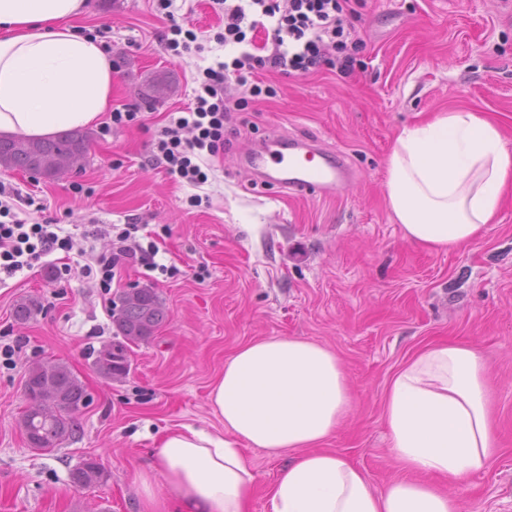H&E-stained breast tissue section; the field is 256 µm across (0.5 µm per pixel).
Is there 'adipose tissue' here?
Here are the masks:
<instances>
[{"instance_id": "1", "label": "adipose tissue", "mask_w": 512, "mask_h": 512, "mask_svg": "<svg viewBox=\"0 0 512 512\" xmlns=\"http://www.w3.org/2000/svg\"><path fill=\"white\" fill-rule=\"evenodd\" d=\"M86 0H0V133L44 138L100 123L112 103V60L71 26ZM512 183V147L469 110L402 129L388 158L389 208L409 240L454 250L494 223ZM488 366L475 347L432 344L391 379L383 417L411 479L374 489L362 469L321 449L349 407L335 353L310 340L248 343L224 363L209 402L224 425L166 429L136 472L140 512H249L256 477L242 449L293 451L269 489L270 512H460L430 475L459 483L497 452Z\"/></svg>"}]
</instances>
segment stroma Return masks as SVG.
Listing matches in <instances>:
<instances>
[{"instance_id":"obj_1","label":"stroma","mask_w":512,"mask_h":512,"mask_svg":"<svg viewBox=\"0 0 512 512\" xmlns=\"http://www.w3.org/2000/svg\"><path fill=\"white\" fill-rule=\"evenodd\" d=\"M174 21L195 30L200 50H164L170 20L153 0H87L75 23L108 28L112 107H138L140 125L116 127L104 115L84 167L55 179L0 168V183L19 193L18 219L102 230L85 256L71 257L67 280L39 267L0 278V512H139L133 475L157 434L181 424L220 430L209 392L225 360L244 344L286 336L336 353L351 400L324 446L378 489L404 476L383 419L391 377L429 344L475 346L488 364L499 451L469 480L439 486L461 512H512V185L496 223L452 251L407 239L385 188L395 137L437 113H482L512 143V0H366L354 25L367 71L264 73L277 96L235 113L230 147L205 158L208 180L198 187L151 166L152 143L169 113L190 103L198 71L231 50L214 38L221 20L211 0H176ZM272 132L344 153L353 179L327 199L257 184L243 159ZM194 194L200 206H190ZM116 224L171 226L157 260L178 275L153 279L123 266L108 291L82 277L86 259L108 254ZM143 287L155 289L168 319L133 346L126 378L104 379L93 353L115 339L112 300ZM25 299L40 310L20 323L15 308ZM40 359L64 360L92 398L79 434L50 453L31 448L21 427L27 369ZM243 454L256 476L251 512H268V489L292 453ZM86 457L108 473L105 484L72 483Z\"/></svg>"}]
</instances>
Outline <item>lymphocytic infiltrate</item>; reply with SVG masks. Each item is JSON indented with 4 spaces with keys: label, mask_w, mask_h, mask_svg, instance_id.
<instances>
[{
    "label": "lymphocytic infiltrate",
    "mask_w": 512,
    "mask_h": 512,
    "mask_svg": "<svg viewBox=\"0 0 512 512\" xmlns=\"http://www.w3.org/2000/svg\"><path fill=\"white\" fill-rule=\"evenodd\" d=\"M224 14V29L217 41L240 46L238 56L228 62L204 68L195 79L196 87L186 109L170 113L169 123L153 143L152 160L170 175L188 184H204L208 176L198 163L203 156L222 153L224 132L234 113L244 111L248 102L274 97V86L266 84L263 73L304 76L326 68L349 77L365 71L358 57L362 39L353 24L359 0H213ZM266 30L263 43L252 34ZM11 191L0 184V273L46 265L53 279L71 272L69 265L50 262L55 251L70 252L78 240L89 239L90 230L62 234L59 224H27L10 219L4 197ZM157 232H141L136 224L112 227V252L95 258L82 268L85 276L100 277L111 285L119 265L130 263L150 272L177 275L173 265L157 262Z\"/></svg>",
    "instance_id": "f902f5d3"
}]
</instances>
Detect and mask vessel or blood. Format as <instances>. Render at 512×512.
<instances>
[{
    "instance_id": "b4317fda",
    "label": "vessel or blood",
    "mask_w": 512,
    "mask_h": 512,
    "mask_svg": "<svg viewBox=\"0 0 512 512\" xmlns=\"http://www.w3.org/2000/svg\"><path fill=\"white\" fill-rule=\"evenodd\" d=\"M260 182L302 196L329 197L352 175L346 156L312 139L268 136L245 159Z\"/></svg>"
}]
</instances>
